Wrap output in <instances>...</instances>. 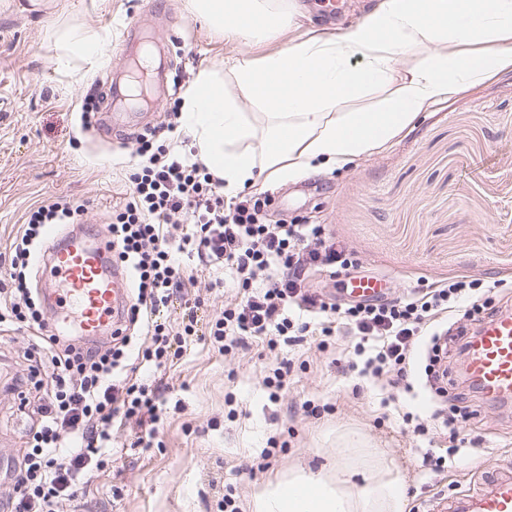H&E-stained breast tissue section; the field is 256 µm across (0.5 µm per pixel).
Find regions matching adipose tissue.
Wrapping results in <instances>:
<instances>
[{
	"label": "adipose tissue",
	"mask_w": 512,
	"mask_h": 512,
	"mask_svg": "<svg viewBox=\"0 0 512 512\" xmlns=\"http://www.w3.org/2000/svg\"><path fill=\"white\" fill-rule=\"evenodd\" d=\"M191 12L236 42L302 28L296 0H189ZM101 38L65 27L55 45L91 60ZM512 69V0H378L357 21L308 36L261 58L198 72L183 97L197 157L224 190L336 168L374 153L442 96ZM234 91H227L226 83ZM398 478L354 488L304 468L257 496L253 512H403Z\"/></svg>",
	"instance_id": "adipose-tissue-1"
}]
</instances>
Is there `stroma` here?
I'll return each instance as SVG.
<instances>
[{
    "label": "stroma",
    "mask_w": 512,
    "mask_h": 512,
    "mask_svg": "<svg viewBox=\"0 0 512 512\" xmlns=\"http://www.w3.org/2000/svg\"><path fill=\"white\" fill-rule=\"evenodd\" d=\"M27 0H0V261L21 235L32 209L58 196L87 200V223L106 231L128 191L126 166L137 135L168 123L173 103L199 70L241 52L259 57L288 44L243 46L192 16L188 0H55L48 11H26ZM314 24L358 20L377 0H299ZM105 39L93 68L59 62L52 32L62 26ZM164 48L168 83L156 87L139 68L143 46ZM143 77L150 104L141 124L104 137L82 128L88 90L99 111L110 109L116 77ZM270 192L272 219L321 224L353 251L364 271L389 278L390 297L452 281H496L495 306L512 310V71L440 98L373 155L330 171L258 183ZM194 279L174 295L163 319L179 324L193 313L198 333L166 367L139 368L158 387L163 405L156 444L133 447L136 424L112 430V455L64 512H253L259 490L292 471L387 467L405 488L406 507L424 512L429 500L475 486L512 455V409L474 400L455 437L405 430L401 413L421 419L434 399L425 387L426 345L413 354L414 394L399 393V413L385 414L381 392L346 371L352 339L343 326L322 337L312 324L299 345L270 351L260 339L221 345L210 328L242 290L231 278L177 255ZM200 299L198 309L186 303ZM26 330L0 328V370L26 377ZM290 369L281 389L267 383L277 357ZM39 388L27 402L0 386V457L16 462L36 421ZM451 455L444 470L424 468V454ZM124 489L112 495L113 486Z\"/></svg>",
    "instance_id": "stroma-1"
}]
</instances>
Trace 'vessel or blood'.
<instances>
[{
  "instance_id": "1",
  "label": "vessel or blood",
  "mask_w": 512,
  "mask_h": 512,
  "mask_svg": "<svg viewBox=\"0 0 512 512\" xmlns=\"http://www.w3.org/2000/svg\"><path fill=\"white\" fill-rule=\"evenodd\" d=\"M48 248L41 257L44 270L55 279L47 296L57 297L62 308L56 323L78 324L83 335L96 336L106 327H120L128 299V274L112 261L107 241L90 230H45ZM381 280L354 278L347 296L373 298L384 293ZM463 372L491 403L512 404V312L501 311L483 323L475 334L464 336ZM429 512H512V470L483 479L476 487L453 496L435 498Z\"/></svg>"
}]
</instances>
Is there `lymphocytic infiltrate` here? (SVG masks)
<instances>
[{"label":"lymphocytic infiltrate","instance_id":"lymphocytic-infiltrate-1","mask_svg":"<svg viewBox=\"0 0 512 512\" xmlns=\"http://www.w3.org/2000/svg\"><path fill=\"white\" fill-rule=\"evenodd\" d=\"M135 154L139 162L127 173L130 192L112 213L110 233L113 256L128 270L136 293L128 322L144 342L137 353L141 362L166 366L173 347L192 334L191 326L174 331L157 318L160 306L185 285V272L173 258L179 251L228 270L248 292L212 326L215 341L255 336L272 349L282 336L292 343L303 340L308 325L297 320L296 311L330 314L358 338L359 376L408 393L413 347L427 338L424 373L439 401L432 418L449 434L457 433L469 416L466 403L472 392L466 387L447 391L445 361L465 349L446 324L461 310L472 323H480L491 305L485 289L457 281L418 298L326 302L307 289L311 274L324 266L345 273L359 262L346 246L327 237L324 225L272 222V197L266 192L225 201L223 179L175 151L164 129L138 136ZM84 212L83 205L66 198L40 205L13 242L9 267L0 272L11 282L0 303V325L27 328L29 376H47L50 385L38 407L39 428L18 463L12 494L0 501V512H60L64 503L74 501L110 454L116 420L136 421L141 428L137 442L146 448L158 432L156 391L126 373L127 334H113L104 344L55 334L42 294L29 286L27 271L45 226L80 223ZM183 220L191 231L172 240L167 225Z\"/></svg>","mask_w":512,"mask_h":512}]
</instances>
